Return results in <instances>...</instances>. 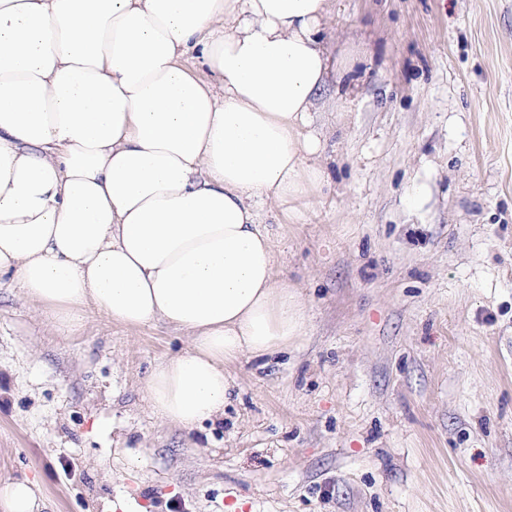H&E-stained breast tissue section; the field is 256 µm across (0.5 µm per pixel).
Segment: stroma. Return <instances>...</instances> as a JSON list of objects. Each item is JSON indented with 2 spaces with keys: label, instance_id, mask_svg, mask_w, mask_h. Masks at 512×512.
<instances>
[{
  "label": "stroma",
  "instance_id": "35a3bbf8",
  "mask_svg": "<svg viewBox=\"0 0 512 512\" xmlns=\"http://www.w3.org/2000/svg\"><path fill=\"white\" fill-rule=\"evenodd\" d=\"M354 92L316 102L331 179L262 223L310 311L187 432L144 394L163 323L58 333L0 277V479L42 512H512V0H332Z\"/></svg>",
  "mask_w": 512,
  "mask_h": 512
}]
</instances>
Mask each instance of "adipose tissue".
I'll use <instances>...</instances> for the list:
<instances>
[{
  "instance_id": "1",
  "label": "adipose tissue",
  "mask_w": 512,
  "mask_h": 512,
  "mask_svg": "<svg viewBox=\"0 0 512 512\" xmlns=\"http://www.w3.org/2000/svg\"><path fill=\"white\" fill-rule=\"evenodd\" d=\"M329 7L0 0V275L61 331L94 309L186 332L144 385L181 429L223 418L228 365L308 321L259 212L302 220L328 180L312 112L350 70L323 39Z\"/></svg>"
}]
</instances>
